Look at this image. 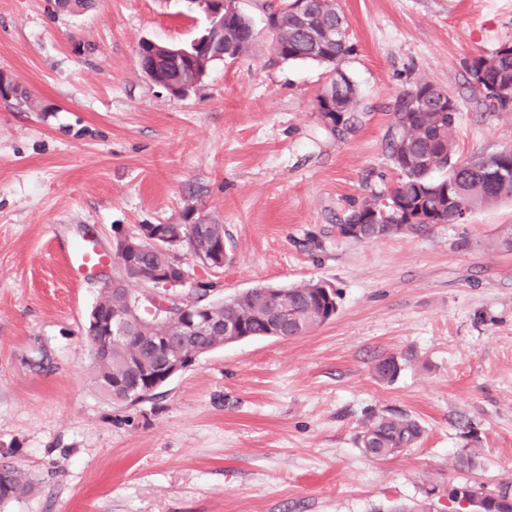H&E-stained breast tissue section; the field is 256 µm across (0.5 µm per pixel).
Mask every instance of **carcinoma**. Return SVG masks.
Masks as SVG:
<instances>
[{
	"label": "carcinoma",
	"instance_id": "obj_1",
	"mask_svg": "<svg viewBox=\"0 0 512 512\" xmlns=\"http://www.w3.org/2000/svg\"><path fill=\"white\" fill-rule=\"evenodd\" d=\"M308 23H301L294 13L292 0H281L267 17V25L277 28L273 37L281 45L277 59L311 61L328 67L331 88L328 99L318 98V112L327 128L343 135L355 131L362 123L358 111L357 88L342 62L353 52L346 34V20L341 10L328 0H306ZM251 23L244 16L224 18V58L235 59L247 51L254 38ZM471 82L489 102L492 110L512 108V40L488 56L473 58L468 67ZM11 98L24 111L31 107L29 94L15 84H7L0 94ZM458 105L448 93L431 84H419L396 99L392 133L388 142L390 160L399 173L395 187L386 196H374L352 208L338 232L360 242L399 233L419 234L433 224H462L477 209L500 201H512V154L501 152L474 156L466 161L454 158L452 132ZM492 169L510 177L506 182L488 179ZM138 262L145 279H155L161 259L143 253ZM337 307L323 295V282L308 281L288 287V307L283 308L266 295L253 290L224 302L216 316L237 325L242 335L265 337L276 324L280 336H301L331 320ZM164 322H147L134 338L112 355L93 361L94 380L98 387L119 372L127 363L152 366L156 362L153 337L159 335ZM400 371L397 358L378 361L376 372L384 380H393ZM424 429L413 416L398 412L374 415L357 437L364 455L392 459L414 447ZM0 506L17 500L33 489L30 476L0 453ZM453 499L477 497L471 503L476 512H512V484L499 486L498 496L482 488L461 483L450 491Z\"/></svg>",
	"mask_w": 512,
	"mask_h": 512
}]
</instances>
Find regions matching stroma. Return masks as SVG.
Returning <instances> with one entry per match:
<instances>
[{"label": "stroma", "instance_id": "35a3bbf8", "mask_svg": "<svg viewBox=\"0 0 512 512\" xmlns=\"http://www.w3.org/2000/svg\"><path fill=\"white\" fill-rule=\"evenodd\" d=\"M268 0H239L249 49L182 98L145 79L141 38L186 44L206 26L187 0H0V451L34 479L0 512H386L451 485L512 481V202L462 224L370 243L336 229L398 180L387 150L397 96L443 88L457 158L512 150V110L488 109L467 63L512 39V0H338L343 69L364 119L339 139L317 98L327 69L275 60ZM148 224H220V271L188 257L208 302L258 285L323 281L336 316L196 360L146 398L93 380L86 318L100 268L72 277L61 249ZM401 370L381 381L377 362ZM404 411L421 441L388 460L356 444L372 414ZM475 454V470L456 467Z\"/></svg>", "mask_w": 512, "mask_h": 512}]
</instances>
